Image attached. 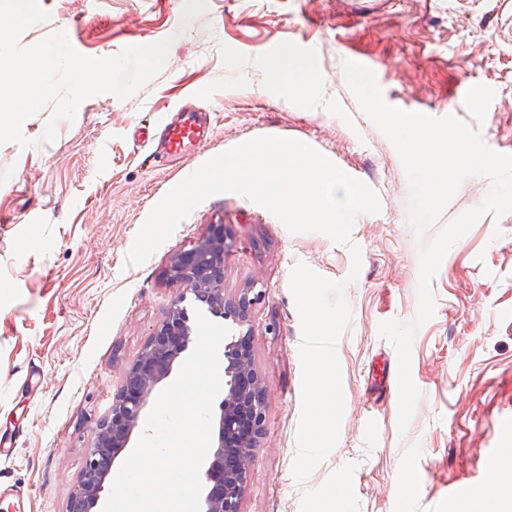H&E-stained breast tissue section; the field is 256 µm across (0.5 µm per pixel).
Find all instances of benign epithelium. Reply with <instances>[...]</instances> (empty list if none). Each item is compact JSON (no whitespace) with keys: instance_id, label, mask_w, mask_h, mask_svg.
Listing matches in <instances>:
<instances>
[{"instance_id":"obj_1","label":"benign epithelium","mask_w":512,"mask_h":512,"mask_svg":"<svg viewBox=\"0 0 512 512\" xmlns=\"http://www.w3.org/2000/svg\"><path fill=\"white\" fill-rule=\"evenodd\" d=\"M224 225L176 254L168 278L184 287L172 300L163 321L127 368L123 384L112 397V409L97 426L85 458L82 478L74 489L68 512L100 509L101 494L120 453L128 447L156 387L167 379L175 362L191 343L186 293L213 315L238 328L224 345V398L218 405L217 435L207 468L201 474V512H241L240 504L256 448L264 432L267 395L256 371L249 325L251 307L262 297L255 287L239 295L224 294Z\"/></svg>"}]
</instances>
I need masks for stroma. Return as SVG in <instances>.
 <instances>
[{"mask_svg": "<svg viewBox=\"0 0 512 512\" xmlns=\"http://www.w3.org/2000/svg\"><path fill=\"white\" fill-rule=\"evenodd\" d=\"M50 15L20 48L65 33L88 57L170 39L162 70L132 97L85 100L44 139L51 108L23 126L27 148L0 145V489L25 512H67L97 422L164 319L180 284L166 269L212 225L224 227V292L263 291L250 315L266 390L265 433L241 512H498L488 486L512 476L497 434L512 418V213L484 215L444 256L433 318L418 327L411 375L420 391L400 430L394 346L381 322H413L422 245L480 206L488 178L466 179L416 234L409 185L390 140L349 89L345 61L371 69L384 101L442 117L443 106L512 154V0H38ZM308 59L318 105L260 95L263 54ZM186 101L212 112L207 140L160 165L144 131ZM257 136L310 145L374 190L350 241L293 233L236 194L212 196L144 264L125 257L152 208L210 158ZM360 273L348 281L352 246ZM305 263L344 282L351 319L337 343L345 414L336 447L306 479L292 471L301 407L300 316L290 273ZM494 453L497 470L484 469ZM476 499L450 495L457 482Z\"/></svg>", "mask_w": 512, "mask_h": 512, "instance_id": "35a3bbf8", "label": "stroma"}]
</instances>
